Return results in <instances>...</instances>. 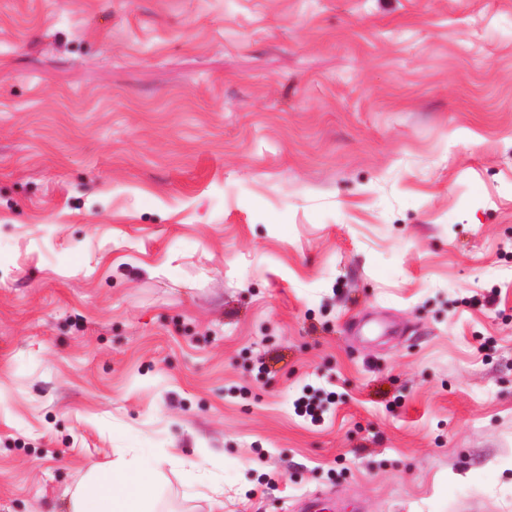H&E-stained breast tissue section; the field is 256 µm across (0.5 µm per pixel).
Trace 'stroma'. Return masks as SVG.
Returning a JSON list of instances; mask_svg holds the SVG:
<instances>
[{
	"label": "stroma",
	"mask_w": 512,
	"mask_h": 512,
	"mask_svg": "<svg viewBox=\"0 0 512 512\" xmlns=\"http://www.w3.org/2000/svg\"><path fill=\"white\" fill-rule=\"evenodd\" d=\"M125 448L512 512V0H0V512Z\"/></svg>",
	"instance_id": "stroma-1"
}]
</instances>
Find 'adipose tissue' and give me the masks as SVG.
Segmentation results:
<instances>
[{
  "mask_svg": "<svg viewBox=\"0 0 512 512\" xmlns=\"http://www.w3.org/2000/svg\"><path fill=\"white\" fill-rule=\"evenodd\" d=\"M157 489L158 469L143 450H123L107 465L88 469L69 512H156Z\"/></svg>",
  "mask_w": 512,
  "mask_h": 512,
  "instance_id": "1",
  "label": "adipose tissue"
}]
</instances>
